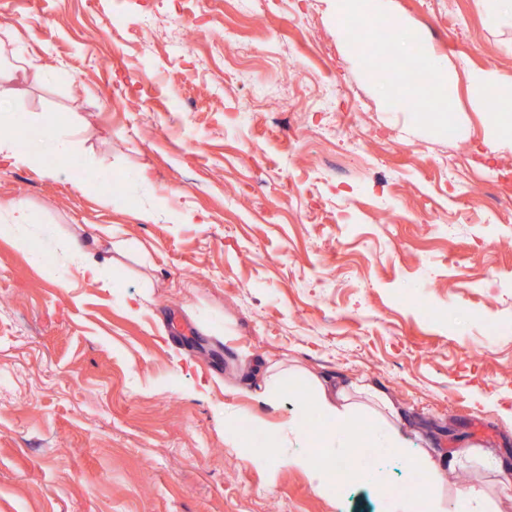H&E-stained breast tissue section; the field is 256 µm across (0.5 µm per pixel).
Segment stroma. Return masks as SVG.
I'll use <instances>...</instances> for the list:
<instances>
[{"mask_svg":"<svg viewBox=\"0 0 512 512\" xmlns=\"http://www.w3.org/2000/svg\"><path fill=\"white\" fill-rule=\"evenodd\" d=\"M403 40L447 61L450 129L367 75L395 40L344 28L330 0H10L0 45L30 69L11 134L76 125L56 169L0 163V202L39 219L0 237V512H451L452 472L390 454L378 478L320 493L232 428L306 448L302 378L277 409L253 360L372 384L409 454L470 445L492 492L512 465V150L492 145L469 70L512 83V21L485 0H390ZM161 16L146 28L144 16ZM208 31L190 46L172 29ZM249 33L232 70L211 40ZM199 221L177 224L175 212ZM100 238L104 281L65 251ZM142 300L130 317L128 296Z\"/></svg>","mask_w":512,"mask_h":512,"instance_id":"obj_1","label":"stroma"}]
</instances>
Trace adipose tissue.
I'll return each instance as SVG.
<instances>
[{
	"label": "adipose tissue",
	"mask_w": 512,
	"mask_h": 512,
	"mask_svg": "<svg viewBox=\"0 0 512 512\" xmlns=\"http://www.w3.org/2000/svg\"><path fill=\"white\" fill-rule=\"evenodd\" d=\"M334 7L340 18L358 17L370 26L396 28L400 25L390 8V0H335ZM449 78L445 63L435 57H427L420 63L416 78L400 86L397 106H405L412 99L426 96L431 105V120L447 124L453 110L447 95ZM468 80L472 87L485 91L501 104V111L488 114V132L495 141L512 145V85L501 84L494 71L488 69L471 70ZM15 120V113H0V158L33 165L45 153L58 150L64 143L61 134L55 132L45 139L42 148L28 153L18 152L10 133ZM310 387V394L299 401V410L303 413L311 408L317 410L326 427L319 435L317 447L280 458L279 463L305 472L318 490L325 491L329 488L325 471L336 464V458L331 453L336 445V431L346 427L362 411L363 401L373 402L374 415L385 422L400 418L401 413L384 390L369 384H346L338 379L314 376L310 379Z\"/></svg>",
	"instance_id": "adipose-tissue-1"
}]
</instances>
